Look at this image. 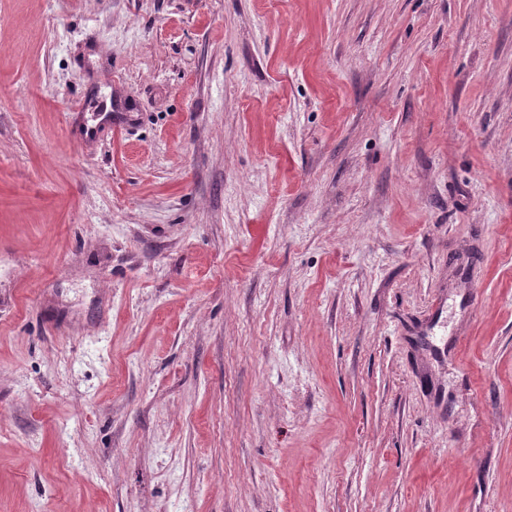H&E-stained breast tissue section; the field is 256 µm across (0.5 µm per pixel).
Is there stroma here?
<instances>
[{
  "label": "stroma",
  "instance_id": "stroma-1",
  "mask_svg": "<svg viewBox=\"0 0 512 512\" xmlns=\"http://www.w3.org/2000/svg\"><path fill=\"white\" fill-rule=\"evenodd\" d=\"M0 512H512V0H0Z\"/></svg>",
  "mask_w": 512,
  "mask_h": 512
}]
</instances>
